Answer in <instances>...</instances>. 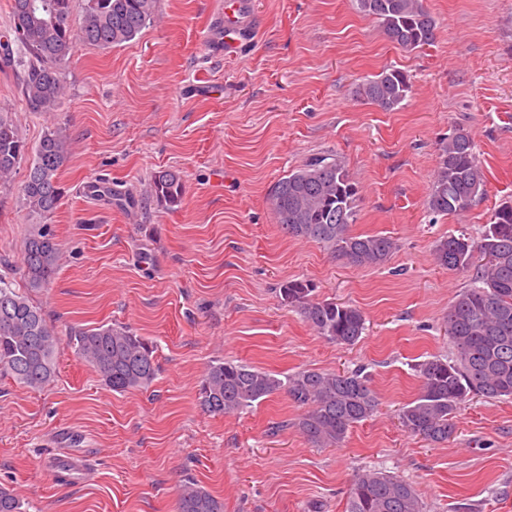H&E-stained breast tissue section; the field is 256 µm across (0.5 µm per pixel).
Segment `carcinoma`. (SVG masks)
<instances>
[{"label":"carcinoma","instance_id":"cac0c4a2","mask_svg":"<svg viewBox=\"0 0 512 512\" xmlns=\"http://www.w3.org/2000/svg\"><path fill=\"white\" fill-rule=\"evenodd\" d=\"M47 10L12 0L13 38L0 42V59L23 69L20 92L29 111L50 115L66 95L65 66L81 44L110 48L133 40L151 22L156 0H83L79 21L73 0H43ZM357 10L379 23L386 38L413 50L436 38V21L421 0H355ZM411 82L398 69H384L359 87L363 99L393 111L407 98ZM70 139L54 126L37 145L23 137L11 113L0 111V184L26 165L21 185L30 219L20 265L0 274V373L39 389L57 374L59 333L31 293L49 286L57 270L58 243L48 220L63 197L60 172L71 155ZM487 192L484 166L471 135L459 128L441 143L426 206L437 215L462 214ZM184 186L177 170L156 172L149 199L174 210ZM359 183L335 155L309 159L270 190L277 224L291 238L317 242L358 266L383 263L395 249L386 235L349 233L355 221ZM432 255L442 268L472 272V282L448 304L445 331L449 352L416 365L419 396L401 409L403 428L430 443L455 433L458 405L468 397L512 398V202L494 211L479 243L466 233L436 241ZM307 280L280 288L284 305L297 310L322 337L353 346L367 330L361 309L319 299ZM77 356L92 366L114 393L142 390L159 374L156 346L133 330L99 325L70 332ZM280 390L303 410L296 426L319 448L342 445L351 430L371 418L378 399L362 369L326 372L303 369L286 376L245 362L216 361L200 382V406L214 414H235ZM0 512H23V502L0 484ZM177 512H224V504L193 481L182 485ZM346 512H423L408 480L365 468L348 492Z\"/></svg>","mask_w":512,"mask_h":512}]
</instances>
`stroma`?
I'll list each match as a JSON object with an SVG mask.
<instances>
[{
	"mask_svg": "<svg viewBox=\"0 0 512 512\" xmlns=\"http://www.w3.org/2000/svg\"><path fill=\"white\" fill-rule=\"evenodd\" d=\"M423 3L436 39L408 51L353 0H250L228 54L214 37L224 0H157L135 39L79 46L49 119L27 110L21 67L0 63V108L26 140L52 124L72 142L51 219L58 270L34 296L61 335L57 376L41 390L0 377V483L28 512H176L190 478L224 512H344L369 467L412 482L426 512H512V399H467L441 444L398 420L420 392L415 364L447 354L448 304L470 284L435 263V242L462 229L480 239L512 201V0ZM391 67L412 88L387 112L356 90ZM459 128L485 162L487 194L436 216L425 201L438 148ZM323 154L359 182L351 233L395 241L382 264L353 265L277 223L271 187ZM167 168L185 187L173 211L147 197ZM25 178L20 168L0 185V267L22 258ZM292 279L360 308L362 339L330 343L284 306ZM111 323L156 342L148 389L112 392L71 349L69 328ZM219 359L281 375L363 367L378 410L338 448L306 440L283 390L214 415L198 389Z\"/></svg>",
	"mask_w": 512,
	"mask_h": 512,
	"instance_id": "1",
	"label": "stroma"
}]
</instances>
